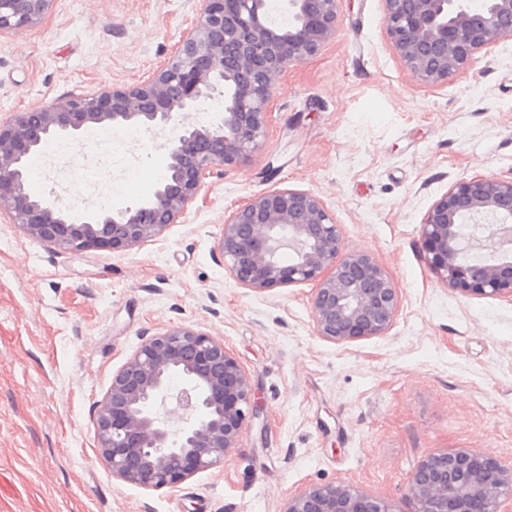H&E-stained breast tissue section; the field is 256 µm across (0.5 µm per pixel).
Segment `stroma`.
I'll return each instance as SVG.
<instances>
[{
  "label": "stroma",
  "instance_id": "35a3bbf8",
  "mask_svg": "<svg viewBox=\"0 0 512 512\" xmlns=\"http://www.w3.org/2000/svg\"><path fill=\"white\" fill-rule=\"evenodd\" d=\"M196 0H51L0 38V122L149 77L193 25ZM338 32L288 67L267 136L210 178L179 223L121 250L68 252L0 215V512H284L310 485L345 484L415 512L410 477L431 453L512 463V299L465 296L424 258L421 222L461 178L512 177V38L448 84L414 81L388 43L382 0H338ZM320 197L346 251L370 255L401 294L380 336H317L312 285L256 293L217 249L252 195ZM72 211L90 198L60 176L29 180ZM172 324L219 340L261 407L221 467L169 490L113 477L94 411L112 375Z\"/></svg>",
  "mask_w": 512,
  "mask_h": 512
}]
</instances>
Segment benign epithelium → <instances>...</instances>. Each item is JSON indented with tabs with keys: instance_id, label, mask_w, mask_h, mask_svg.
<instances>
[{
	"instance_id": "obj_1",
	"label": "benign epithelium",
	"mask_w": 512,
	"mask_h": 512,
	"mask_svg": "<svg viewBox=\"0 0 512 512\" xmlns=\"http://www.w3.org/2000/svg\"><path fill=\"white\" fill-rule=\"evenodd\" d=\"M51 0H0V37L37 26ZM194 26L147 79L16 112L0 123V213L27 235L80 252L125 249L178 223L206 180L263 145L282 73L337 34V0H199ZM387 40L420 84H445L475 56L512 38V0H384ZM221 97L216 122L196 118ZM101 124L175 131L163 147L167 174L152 197L75 215L54 193L27 190L29 160L49 140L71 141ZM472 225L465 233L461 224ZM426 261L467 295L512 297V179L462 178L422 220ZM293 251L288 261L280 249ZM235 282L262 293L311 282L317 335L344 344L383 335L400 292L372 257L344 250L324 202L304 190L258 193L224 218L217 244ZM182 385L172 390L171 379ZM257 398L224 342L186 325L147 338L112 375L95 409L97 447L112 476L146 489H175L224 464ZM415 512H500L512 500V465L465 448L437 451L409 481ZM284 512H392L348 485L309 486Z\"/></svg>"
}]
</instances>
